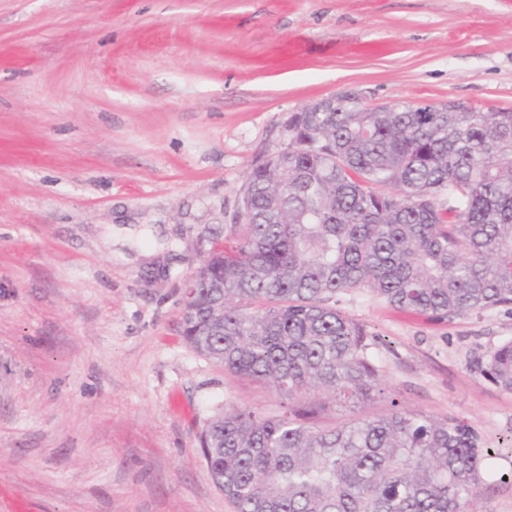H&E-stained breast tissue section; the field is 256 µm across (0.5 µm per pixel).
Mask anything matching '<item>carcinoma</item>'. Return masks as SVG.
Wrapping results in <instances>:
<instances>
[{
	"mask_svg": "<svg viewBox=\"0 0 512 512\" xmlns=\"http://www.w3.org/2000/svg\"><path fill=\"white\" fill-rule=\"evenodd\" d=\"M292 121L299 146L250 169L249 219L190 274L186 342L288 398L277 416L210 419L213 482L234 512H476L479 434L383 397L373 337L336 295L444 320L512 310V111L341 93ZM475 365L512 391V340ZM333 406L346 419L321 424Z\"/></svg>",
	"mask_w": 512,
	"mask_h": 512,
	"instance_id": "obj_1",
	"label": "carcinoma"
}]
</instances>
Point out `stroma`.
Instances as JSON below:
<instances>
[{
  "label": "stroma",
  "mask_w": 512,
  "mask_h": 512,
  "mask_svg": "<svg viewBox=\"0 0 512 512\" xmlns=\"http://www.w3.org/2000/svg\"><path fill=\"white\" fill-rule=\"evenodd\" d=\"M347 90L512 109V0H0V512H232L198 435L282 398L186 343L181 289L288 117ZM339 305L404 407L476 430L477 506L512 512V391L474 368L512 312Z\"/></svg>",
  "instance_id": "1"
}]
</instances>
